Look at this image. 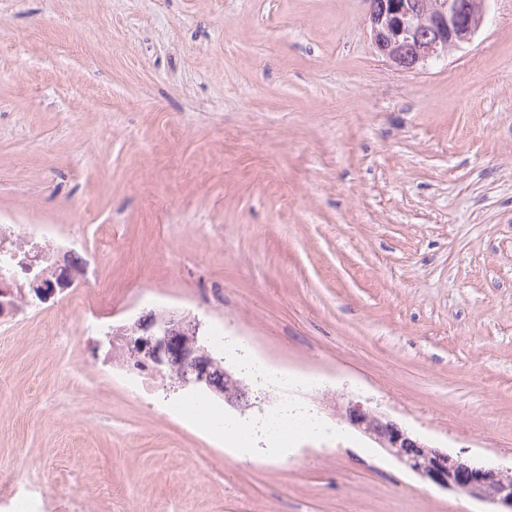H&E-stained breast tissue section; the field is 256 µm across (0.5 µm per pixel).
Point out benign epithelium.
Here are the masks:
<instances>
[{
  "label": "benign epithelium",
  "instance_id": "1",
  "mask_svg": "<svg viewBox=\"0 0 512 512\" xmlns=\"http://www.w3.org/2000/svg\"><path fill=\"white\" fill-rule=\"evenodd\" d=\"M490 0H368L366 18L372 43L395 67L413 71L448 57L481 28ZM83 269L68 259L29 286L16 279L0 283V314L18 305L37 306L73 286ZM104 342L125 357V366L170 375L183 390L203 391L243 411L251 406L249 388L216 356L201 334L200 321L187 313L151 311L105 333ZM346 423L377 443L404 468L447 491H461L493 507L512 512V468L479 465L462 455L428 445L388 414L348 402Z\"/></svg>",
  "mask_w": 512,
  "mask_h": 512
}]
</instances>
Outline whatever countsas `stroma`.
Returning <instances> with one entry per match:
<instances>
[{"label":"stroma","mask_w":512,"mask_h":512,"mask_svg":"<svg viewBox=\"0 0 512 512\" xmlns=\"http://www.w3.org/2000/svg\"><path fill=\"white\" fill-rule=\"evenodd\" d=\"M366 0H0V224L93 256L0 319V512H488L344 424L512 466V0L413 72ZM107 286L98 293L97 283ZM196 315L333 440L236 458L103 328Z\"/></svg>","instance_id":"stroma-1"}]
</instances>
